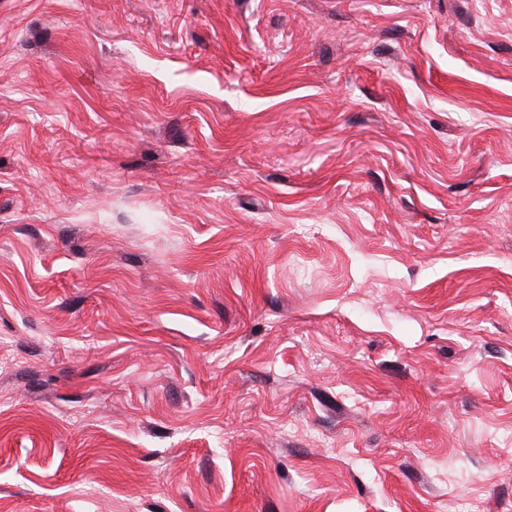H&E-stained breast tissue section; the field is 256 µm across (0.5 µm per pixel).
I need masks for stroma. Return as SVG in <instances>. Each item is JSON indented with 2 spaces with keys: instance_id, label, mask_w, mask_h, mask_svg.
<instances>
[{
  "instance_id": "35a3bbf8",
  "label": "stroma",
  "mask_w": 512,
  "mask_h": 512,
  "mask_svg": "<svg viewBox=\"0 0 512 512\" xmlns=\"http://www.w3.org/2000/svg\"><path fill=\"white\" fill-rule=\"evenodd\" d=\"M0 512H512V0H0Z\"/></svg>"
}]
</instances>
